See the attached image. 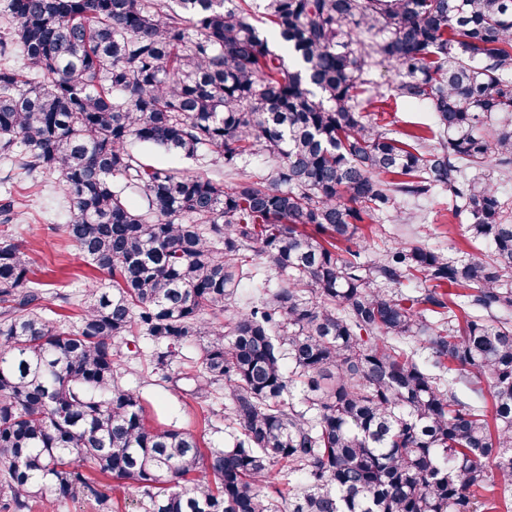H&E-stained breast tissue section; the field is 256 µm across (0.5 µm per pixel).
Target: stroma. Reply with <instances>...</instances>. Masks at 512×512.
Listing matches in <instances>:
<instances>
[{
  "mask_svg": "<svg viewBox=\"0 0 512 512\" xmlns=\"http://www.w3.org/2000/svg\"><path fill=\"white\" fill-rule=\"evenodd\" d=\"M373 122L386 128L393 136L415 128H428L434 124V114L425 104L387 103L372 116ZM425 227L379 221L376 233L367 243V255L397 241H410L421 236L431 248L448 253L452 258H464L473 252L465 216H452L448 211V197L434 194L424 201ZM19 217L7 224L0 223V235H7L23 242L30 258L36 279L45 284L44 316L63 319L76 315V307L88 280L107 282L106 274L94 270L77 255L73 243L67 240L61 226L66 213L56 200L48 199L30 207H19ZM69 295V304H61L60 295ZM136 356L128 362L125 382L146 402L149 421L160 422L194 434L202 448H221L227 443L224 420V403L213 399H191L186 394L187 382L172 384L162 381L152 365L153 346L145 338L136 342Z\"/></svg>",
  "mask_w": 512,
  "mask_h": 512,
  "instance_id": "35a3bbf8",
  "label": "stroma"
}]
</instances>
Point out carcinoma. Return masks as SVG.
<instances>
[{
  "instance_id": "obj_1",
  "label": "carcinoma",
  "mask_w": 512,
  "mask_h": 512,
  "mask_svg": "<svg viewBox=\"0 0 512 512\" xmlns=\"http://www.w3.org/2000/svg\"><path fill=\"white\" fill-rule=\"evenodd\" d=\"M264 14L294 68L244 0H0V159L60 189L63 232L109 277L65 328L0 237V512L78 494L116 512L101 478L143 512H512V205L493 178L512 173V0ZM378 58L438 146L367 119ZM258 154L271 172H246ZM438 190L487 252L362 257L361 225L415 224L400 202ZM261 273L276 286L240 306ZM130 336L191 396L223 386L227 447L146 420ZM134 150L142 161L156 167L173 170H197L199 168L193 160L187 159L179 154L166 153L162 150L139 147H136Z\"/></svg>"
}]
</instances>
